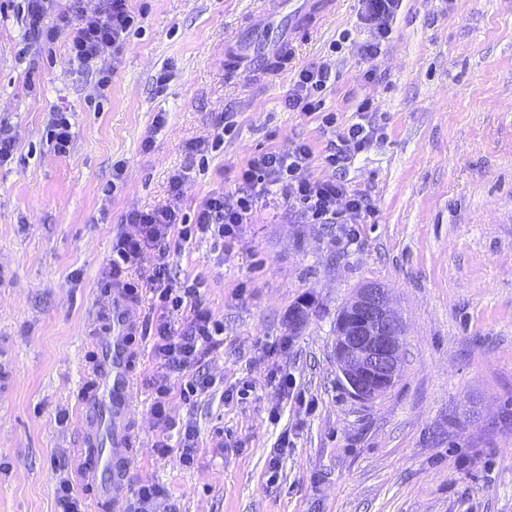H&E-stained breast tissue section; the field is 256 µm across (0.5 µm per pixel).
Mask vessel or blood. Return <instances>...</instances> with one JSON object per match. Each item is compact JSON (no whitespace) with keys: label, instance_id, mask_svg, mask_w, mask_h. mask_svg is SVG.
Wrapping results in <instances>:
<instances>
[{"label":"vessel or blood","instance_id":"vessel-or-blood-1","mask_svg":"<svg viewBox=\"0 0 512 512\" xmlns=\"http://www.w3.org/2000/svg\"><path fill=\"white\" fill-rule=\"evenodd\" d=\"M330 7L329 0H304L288 16L291 31L300 34L316 26ZM139 322L136 310L113 294L112 334L99 345L95 381L78 410L82 446L77 451V475L93 496L95 512H121L129 493L136 357L131 334Z\"/></svg>","mask_w":512,"mask_h":512}]
</instances>
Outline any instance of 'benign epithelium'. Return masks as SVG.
<instances>
[{"instance_id": "benign-epithelium-1", "label": "benign epithelium", "mask_w": 512, "mask_h": 512, "mask_svg": "<svg viewBox=\"0 0 512 512\" xmlns=\"http://www.w3.org/2000/svg\"><path fill=\"white\" fill-rule=\"evenodd\" d=\"M403 323L388 289L368 283L357 289L336 318L333 355L342 380L359 401L388 391L404 360Z\"/></svg>"}]
</instances>
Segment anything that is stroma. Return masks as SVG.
Masks as SVG:
<instances>
[{"label": "stroma", "mask_w": 512, "mask_h": 512, "mask_svg": "<svg viewBox=\"0 0 512 512\" xmlns=\"http://www.w3.org/2000/svg\"><path fill=\"white\" fill-rule=\"evenodd\" d=\"M260 5L129 0L144 18L99 59L112 72L101 96L65 38L27 40L19 0H0V122L17 143L0 168V512H59L80 433L57 414L87 389L112 247L138 231L126 215L165 203L176 174L193 214L234 192L250 157L300 142L317 156L310 175L329 178L321 157L365 102L385 133L346 169L376 207L366 223L318 224L262 198L224 246L172 253L177 286L196 289L224 333L202 359L213 387L172 396L165 432L146 333L158 301L132 294L144 329L131 482L164 487L155 512H512V0H403L371 58L361 0H339L297 37L293 61L266 69L227 51ZM312 62L336 74L323 109L289 110ZM56 109L73 125L66 155L46 141ZM217 133L219 151L191 157L190 143ZM369 282L388 288L406 352L394 386L363 403L332 344L339 311ZM282 372L295 381L286 392ZM188 422L198 448L186 467L177 428Z\"/></svg>", "instance_id": "stroma-1"}]
</instances>
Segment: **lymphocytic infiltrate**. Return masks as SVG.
<instances>
[{"instance_id":"f902f5d3","label":"lymphocytic infiltrate","mask_w":512,"mask_h":512,"mask_svg":"<svg viewBox=\"0 0 512 512\" xmlns=\"http://www.w3.org/2000/svg\"><path fill=\"white\" fill-rule=\"evenodd\" d=\"M26 34L36 41L51 42L66 35L70 60L78 71L94 69L101 56L121 50L139 19L128 7V0H99L94 12H86L81 0H70L62 12V26H46L45 17L54 0H23ZM365 19L374 39L364 47L376 55L379 42L388 37L401 0H364ZM95 70V69H94ZM326 64L302 67L288 93L289 109L306 113L319 111L322 93L331 80ZM383 135L382 128L360 110L357 122L350 124L336 139L324 161L337 168V176L316 179L309 169L315 159L309 144H296L292 151L269 149L248 159L241 171L235 193H214L204 199L193 216L182 215L178 204L180 177H173L168 204L129 213L125 221L139 227L137 236L120 237L110 262V280L119 283L129 269L138 270L143 287L149 288L162 303L154 327L153 349L166 371L187 374L181 390L184 399L206 392L213 382L200 369L205 347L224 333L223 325L195 299L191 288L174 285L170 252L194 240L209 239L219 244L234 238L243 225L251 223L254 203L261 197H277L320 224H338L342 219L357 221L374 214L370 195L353 188L343 179L349 160ZM121 283V282H120Z\"/></svg>"}]
</instances>
